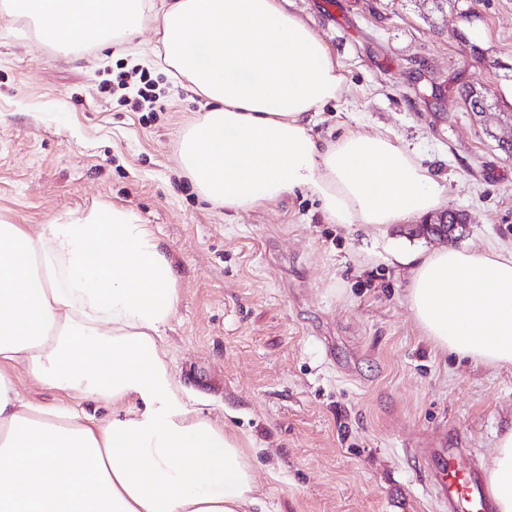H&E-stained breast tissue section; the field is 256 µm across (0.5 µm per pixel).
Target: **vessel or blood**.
Returning <instances> with one entry per match:
<instances>
[{
    "label": "vessel or blood",
    "mask_w": 512,
    "mask_h": 512,
    "mask_svg": "<svg viewBox=\"0 0 512 512\" xmlns=\"http://www.w3.org/2000/svg\"><path fill=\"white\" fill-rule=\"evenodd\" d=\"M420 459L430 488L448 512H494L481 471L463 448H450L445 437L434 438Z\"/></svg>",
    "instance_id": "obj_1"
}]
</instances>
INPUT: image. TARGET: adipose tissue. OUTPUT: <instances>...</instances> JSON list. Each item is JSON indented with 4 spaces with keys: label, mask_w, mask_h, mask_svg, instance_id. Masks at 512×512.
Wrapping results in <instances>:
<instances>
[{
    "label": "adipose tissue",
    "mask_w": 512,
    "mask_h": 512,
    "mask_svg": "<svg viewBox=\"0 0 512 512\" xmlns=\"http://www.w3.org/2000/svg\"><path fill=\"white\" fill-rule=\"evenodd\" d=\"M61 43L90 31L155 48L205 101L181 162L199 192L236 211L316 196L332 224L378 227L443 209V186L386 133L357 124L317 140L339 100L334 53L290 0H21ZM406 302L444 355L512 367V250L400 248ZM173 264L121 212L30 233L0 224V512H253L260 489L237 435L176 394L162 333L179 301ZM111 403L98 417L24 399L15 370ZM497 512H512V422L489 462Z\"/></svg>",
    "instance_id": "1"
}]
</instances>
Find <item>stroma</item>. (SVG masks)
I'll return each mask as SVG.
<instances>
[{
	"mask_svg": "<svg viewBox=\"0 0 512 512\" xmlns=\"http://www.w3.org/2000/svg\"><path fill=\"white\" fill-rule=\"evenodd\" d=\"M342 67L316 118L389 133L471 222L460 247L512 249V156L460 95L512 124V0H293ZM134 41H39L0 7V224L120 211L172 260L163 336L182 399L240 437L267 512H440L418 452L445 432L486 466L512 420V367L443 356L406 303L390 245L438 247L415 222L327 223L304 192L247 211L212 206L180 163L202 101ZM155 86L153 105L137 94ZM125 88H118V81Z\"/></svg>",
	"mask_w": 512,
	"mask_h": 512,
	"instance_id": "1",
	"label": "stroma"
}]
</instances>
